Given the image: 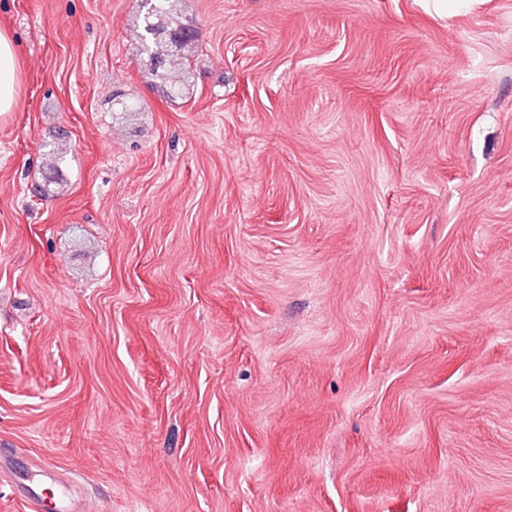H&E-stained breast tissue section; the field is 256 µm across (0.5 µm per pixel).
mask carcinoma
Listing matches in <instances>:
<instances>
[{
    "label": "carcinoma",
    "instance_id": "carcinoma-1",
    "mask_svg": "<svg viewBox=\"0 0 512 512\" xmlns=\"http://www.w3.org/2000/svg\"><path fill=\"white\" fill-rule=\"evenodd\" d=\"M148 10L141 21V54L147 57L153 75L167 86L171 96L182 94L187 83L192 49L197 41L195 27L182 17L183 0H146ZM64 156L47 153L45 179L56 182Z\"/></svg>",
    "mask_w": 512,
    "mask_h": 512
}]
</instances>
